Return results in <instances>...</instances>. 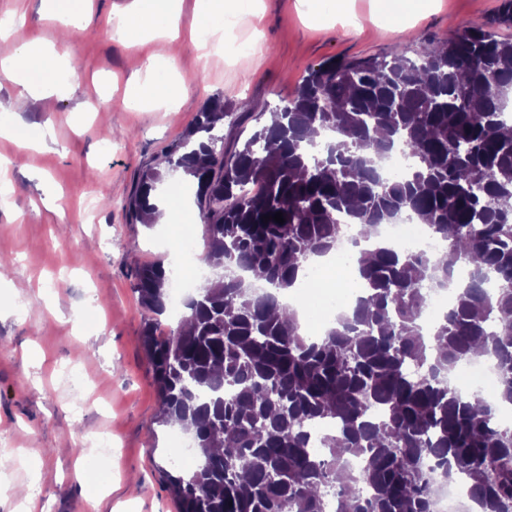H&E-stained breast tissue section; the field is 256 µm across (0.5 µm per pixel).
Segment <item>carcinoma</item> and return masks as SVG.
<instances>
[{
	"instance_id": "carcinoma-1",
	"label": "carcinoma",
	"mask_w": 512,
	"mask_h": 512,
	"mask_svg": "<svg viewBox=\"0 0 512 512\" xmlns=\"http://www.w3.org/2000/svg\"><path fill=\"white\" fill-rule=\"evenodd\" d=\"M511 107L512 40L476 23L414 60L401 50L319 64L230 148L224 120L264 113L211 101L141 171L130 222L149 224L159 185L182 172L216 271L167 334L168 271L133 273L157 423L190 432L198 451L189 474L160 469L177 512H325L330 498L335 512H429L431 470L463 479L480 512H512V430L446 379L462 360L494 357L498 400L512 405ZM317 127L336 135L318 151ZM397 146L416 165L391 180L378 162ZM277 212L284 223L265 220ZM404 213L451 241L452 262L378 247L355 259L370 297L324 337L300 335L278 291L334 249L340 217L367 238ZM461 263L469 280L432 345L418 324L425 288ZM314 423L335 425L319 451Z\"/></svg>"
}]
</instances>
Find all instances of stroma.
I'll use <instances>...</instances> for the list:
<instances>
[{
    "mask_svg": "<svg viewBox=\"0 0 512 512\" xmlns=\"http://www.w3.org/2000/svg\"><path fill=\"white\" fill-rule=\"evenodd\" d=\"M129 2L93 0L66 46L63 93L23 95L0 75V113L17 124L15 138L0 137V158L13 157L18 141L52 132L31 151L28 170L12 172L13 193L0 197V257L13 260L0 302L15 309L0 319V448L38 467L32 477L14 459H0V512H13L14 487L31 480L37 512H176L160 475L177 466L172 430L155 419L157 389L130 275L143 262L173 268L174 253L157 228L130 223L124 205L140 171L179 141L210 99H247L268 111L330 59L399 49L412 57L475 23L512 39V25L496 22L502 0H421L407 14L397 11L398 0H349L346 13L326 8L316 23L307 0H255L258 20L242 6L233 14L238 38L253 45L237 56L191 40L197 0H178V39L147 36L131 49L108 24ZM19 6L26 22L12 41L55 43L58 26L44 18L41 0H0V19ZM150 58L158 62L152 82L168 74L187 84L175 108L123 105L125 82ZM32 349L42 351L41 365L27 361ZM102 434L112 437L108 458L88 446ZM79 461L108 473L107 497L91 501L89 482L71 480Z\"/></svg>",
    "mask_w": 512,
    "mask_h": 512,
    "instance_id": "1",
    "label": "stroma"
}]
</instances>
